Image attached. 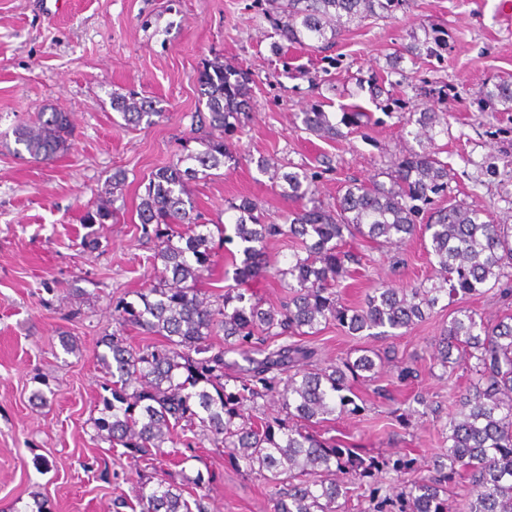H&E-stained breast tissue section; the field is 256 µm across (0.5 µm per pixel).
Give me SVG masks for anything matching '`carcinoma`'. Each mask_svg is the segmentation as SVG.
Segmentation results:
<instances>
[{
    "instance_id": "carcinoma-1",
    "label": "carcinoma",
    "mask_w": 512,
    "mask_h": 512,
    "mask_svg": "<svg viewBox=\"0 0 512 512\" xmlns=\"http://www.w3.org/2000/svg\"><path fill=\"white\" fill-rule=\"evenodd\" d=\"M407 0H268L267 18L289 44L333 43L366 20L395 18ZM206 111L196 113L210 133L194 138L195 149L184 148L177 162L156 172L145 187L138 218L145 235L157 241L162 276L129 301L112 302V317L120 327L133 326L160 343L134 347L120 331L102 337L98 354L111 385L100 396L97 436L119 455L133 461L161 460L174 453L181 438L192 435L212 448L227 451L235 467L249 473L268 472L279 486L274 512H340L339 499L353 496L347 477L363 478L377 464L334 439L306 431L336 414L358 415L349 382L378 375V354L370 350L322 365L315 352L300 344L269 348V338L313 336L335 322L352 336H399L425 318L444 296L449 301L482 292L512 275V226L464 202L441 205L450 169L438 152L422 145L433 142L441 121L435 112L409 116L406 125L421 143L409 150L390 172V184L372 180L350 182L325 206L304 171L279 173L264 156L256 160L259 173L285 183L282 196L308 205L278 223L249 199L229 203L234 235L224 224L210 226L189 217L184 199L190 182L236 164L238 157L224 138L242 129L240 116L250 111L252 88L248 75L206 60L197 72ZM495 97L512 112V82L494 86ZM112 110L133 126L155 123L162 112L153 102L131 91L112 95ZM357 112H344L333 121L319 102L300 113L304 129L322 138L340 139L342 127L354 123ZM74 124L66 112H40L14 130L15 142L29 156L47 162L70 149ZM429 213V253L434 257L431 287L394 288L381 284L359 308L339 301L336 288L358 258L345 250L346 238L357 235L381 247L413 235L420 214ZM112 210L102 203L87 210L83 224H105ZM224 243L238 241L244 259L235 279L248 281L269 272L267 243L289 238L299 249L288 267L274 269L288 297L280 307L236 288L212 302L198 284L211 272L214 236ZM223 332L224 349L214 350L212 335ZM233 351L248 362L239 374L224 377V354ZM264 355L256 360L252 354ZM436 364L444 370L466 367L474 378L459 395V411L448 417V466L416 481L397 477L393 491L407 512H448V484L458 471L467 472L473 495L461 512H512V316L496 322L459 309L443 327L436 343ZM284 413L265 416L269 402ZM193 500L175 483L150 485L140 481L135 500L118 496L116 508L131 512H208L209 482L197 473Z\"/></svg>"
}]
</instances>
